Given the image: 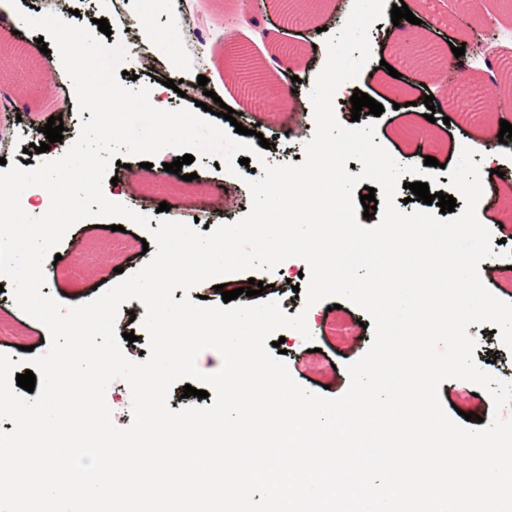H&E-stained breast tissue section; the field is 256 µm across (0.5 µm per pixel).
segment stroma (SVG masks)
<instances>
[{
  "mask_svg": "<svg viewBox=\"0 0 512 512\" xmlns=\"http://www.w3.org/2000/svg\"><path fill=\"white\" fill-rule=\"evenodd\" d=\"M419 18L418 26L393 24L391 19L376 21L370 30L372 59L360 76L347 82V90L336 102L342 123L351 119L348 92H360L381 103L380 117L362 113L361 123H374L375 141L403 165H423L426 157H435L440 167L438 188L447 191L448 171L459 160V146L464 138H486L498 129L501 121L512 123V109L499 105L501 91L491 86L488 67L505 71L512 61V10L503 0H404ZM308 22L298 26L285 21L277 13L264 8H246L243 0H190L184 16L169 15L160 8L147 19L157 36L174 35L176 41L193 43L205 60L204 74L208 86L222 101L238 111V122L258 130L269 139L265 164L281 165L302 156L303 146L313 133L307 128L311 116L302 112L310 102L312 84L327 58L325 41L344 24L351 11L349 0H308ZM495 20L497 36L485 41L478 56L461 63L453 47L472 44L487 20ZM0 38L10 40L13 52L0 55V101L8 110L33 118L28 130H20L11 122L0 120V158L24 165L39 164L41 158L56 159L67 148L66 143H53L45 154H28L29 144L43 142L42 128L51 108L68 114L70 137H77L89 112H78L72 85L67 74L55 72L51 59L38 49V34L29 29L14 30L7 14L0 9ZM425 40L440 54L437 81H430L416 57L417 40ZM282 55L291 71L308 67L305 84L291 87L278 82L279 72L267 68L272 54ZM157 67L145 69L137 56H129L124 64L123 85L138 88L157 87L171 77L191 78L188 63H172L168 56L156 55ZM434 95L435 106L442 117L436 122L425 118L424 98ZM265 164L250 160L229 173L220 155L195 157L183 166L181 174L194 173L207 183L210 193L200 198L191 185L181 183V174L166 171L156 174L141 168L140 159L128 157L126 165H111L109 174L116 177L118 201L149 217L148 228L125 222L124 237L131 240L127 250L113 249L105 230L108 218L100 222L84 219L67 232L57 251V264L47 265L42 294L66 307L84 304L113 288L122 274L133 273L146 261L143 240L162 218L160 203L170 206L171 214L191 223L200 205L208 207V225L216 227L232 223L246 215L251 206L248 181L263 177ZM499 172L490 176L477 207L480 222L495 228L512 216V148L501 149ZM493 255L480 263L481 277L491 293L512 303V240L493 244ZM308 264L299 258L284 261L271 272L234 273L221 276V283L233 290L247 286L249 280L263 282L262 301L278 302L290 316L309 309L314 316L308 328L310 338L296 330L284 328L286 352L283 360L291 377L305 389L323 397L334 398L346 392L350 384L349 364L360 359L372 340V329L362 327L365 313L350 301L340 308L329 309L327 302L306 306ZM146 313L139 300L120 307L116 331L122 336L120 346L133 360L144 361L147 343H131L125 333L144 335L141 321ZM50 343L48 328L26 314L15 303L11 289L0 292V354L19 360L23 347H33L44 354ZM440 399L449 416L457 412L474 413L471 428L480 420H491L494 412L489 393L462 379H451L440 386Z\"/></svg>",
  "mask_w": 512,
  "mask_h": 512,
  "instance_id": "35a3bbf8",
  "label": "stroma"
}]
</instances>
